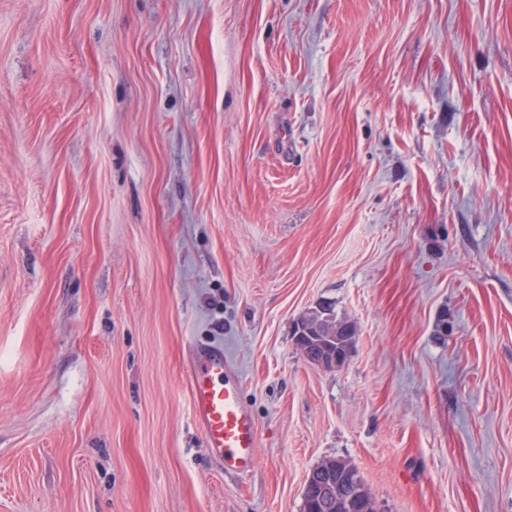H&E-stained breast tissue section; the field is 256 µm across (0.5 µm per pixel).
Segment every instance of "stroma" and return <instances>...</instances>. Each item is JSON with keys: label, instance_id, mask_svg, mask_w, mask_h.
Wrapping results in <instances>:
<instances>
[{"label": "stroma", "instance_id": "obj_1", "mask_svg": "<svg viewBox=\"0 0 512 512\" xmlns=\"http://www.w3.org/2000/svg\"><path fill=\"white\" fill-rule=\"evenodd\" d=\"M329 458L378 512H512V0H0V512H303ZM326 303L328 311L327 315L321 317L318 311V308L321 307V304H319L297 320V322L304 328H308L309 336H303L306 333V330L301 326H298L297 329H294V334L296 335L295 340L298 345L306 347L312 336H323L325 343H330L335 352H328V355L323 357L322 364L332 365L334 368L341 367L345 364L348 355L346 360L343 362V354L341 352H336V338L344 340L349 339L348 344L351 349L356 336V328L354 324L349 321L338 318L334 306L331 303ZM191 411L211 456L225 474L244 476L255 461L257 425L242 402L238 376L224 363V350L214 344L190 346Z\"/></svg>", "mask_w": 512, "mask_h": 512}]
</instances>
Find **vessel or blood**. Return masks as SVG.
I'll list each match as a JSON object with an SVG mask.
<instances>
[{
    "label": "vessel or blood",
    "instance_id": "b4317fda",
    "mask_svg": "<svg viewBox=\"0 0 512 512\" xmlns=\"http://www.w3.org/2000/svg\"><path fill=\"white\" fill-rule=\"evenodd\" d=\"M191 411L211 456L225 473L248 474L255 461L257 425L242 402L238 376L224 363V351L214 344L190 347Z\"/></svg>",
    "mask_w": 512,
    "mask_h": 512
}]
</instances>
